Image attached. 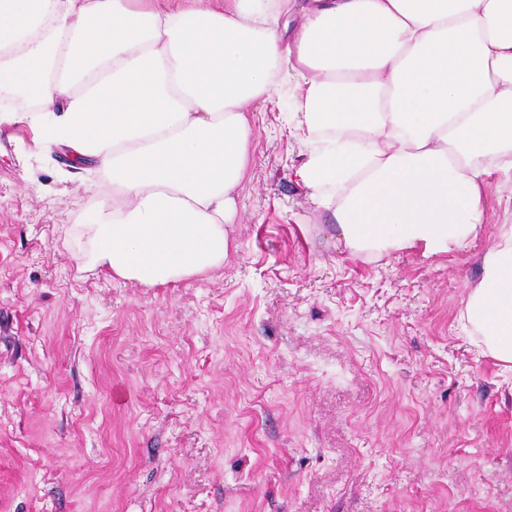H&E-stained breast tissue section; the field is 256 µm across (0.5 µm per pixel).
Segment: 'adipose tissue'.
<instances>
[{
	"label": "adipose tissue",
	"instance_id": "obj_1",
	"mask_svg": "<svg viewBox=\"0 0 512 512\" xmlns=\"http://www.w3.org/2000/svg\"><path fill=\"white\" fill-rule=\"evenodd\" d=\"M289 76L294 176L345 250L466 247L512 170V0H0V92L111 181L91 261L146 288L223 265L249 108ZM460 321L512 368V225Z\"/></svg>",
	"mask_w": 512,
	"mask_h": 512
}]
</instances>
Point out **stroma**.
<instances>
[{
    "instance_id": "obj_1",
    "label": "stroma",
    "mask_w": 512,
    "mask_h": 512,
    "mask_svg": "<svg viewBox=\"0 0 512 512\" xmlns=\"http://www.w3.org/2000/svg\"><path fill=\"white\" fill-rule=\"evenodd\" d=\"M284 101L223 266L154 288L89 261L102 173L0 123V512H512V370L459 322L512 172L465 249L353 256Z\"/></svg>"
}]
</instances>
